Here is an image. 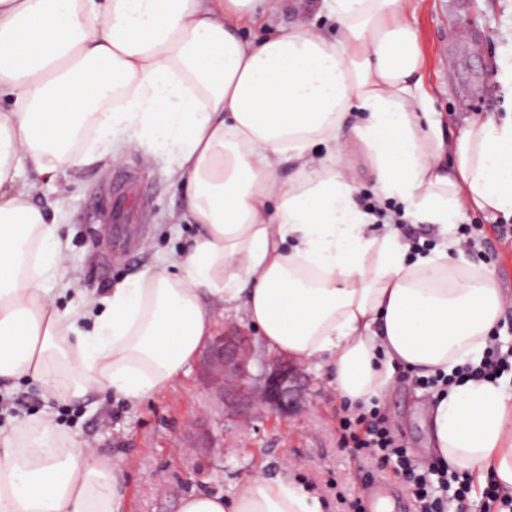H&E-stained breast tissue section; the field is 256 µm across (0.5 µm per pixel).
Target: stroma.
<instances>
[{
	"instance_id": "35a3bbf8",
	"label": "stroma",
	"mask_w": 512,
	"mask_h": 512,
	"mask_svg": "<svg viewBox=\"0 0 512 512\" xmlns=\"http://www.w3.org/2000/svg\"><path fill=\"white\" fill-rule=\"evenodd\" d=\"M413 5L425 81L446 137L459 133L464 118L503 117L495 62L512 56V43L505 38L512 29V0H413ZM302 22L326 33L335 28L327 15L288 5L274 23L247 21L239 32L248 40L261 39L277 27ZM65 180L62 190L43 184L34 202L58 216L62 234L71 241L68 277L74 287L97 292L114 287L156 257L179 253L199 231L165 166L145 168L139 154H125L106 169L97 165L67 173ZM120 198L136 210L137 220L117 238L110 227ZM457 263L492 271L499 288L512 296V237H491L489 245L467 250ZM305 372L308 406L283 417L259 408L246 416L228 409L197 362L170 387L137 402L95 392L60 402L38 382L21 379L11 390L15 410L0 411V426L47 410L100 456L130 461L124 474L126 512H178L180 498L191 493L234 494L257 468L270 477L290 474L321 500L323 512H350L372 480V466L341 446L337 427L347 403L337 395L331 375L310 365ZM394 379L376 405L409 456L429 465L423 398L431 388L402 368Z\"/></svg>"
}]
</instances>
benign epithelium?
<instances>
[{
  "label": "benign epithelium",
  "instance_id": "benign-epithelium-1",
  "mask_svg": "<svg viewBox=\"0 0 512 512\" xmlns=\"http://www.w3.org/2000/svg\"><path fill=\"white\" fill-rule=\"evenodd\" d=\"M251 338L237 327L216 336L203 364L208 381L224 390V400L244 412L255 404L286 416L294 413L303 398L304 366L288 357H276L263 366L259 379L251 371Z\"/></svg>",
  "mask_w": 512,
  "mask_h": 512
}]
</instances>
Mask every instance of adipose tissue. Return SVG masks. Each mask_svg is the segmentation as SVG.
<instances>
[{
	"instance_id": "ef3b65f1",
	"label": "adipose tissue",
	"mask_w": 512,
	"mask_h": 512,
	"mask_svg": "<svg viewBox=\"0 0 512 512\" xmlns=\"http://www.w3.org/2000/svg\"><path fill=\"white\" fill-rule=\"evenodd\" d=\"M409 2L319 0L335 37L297 25L254 42L241 22L273 20L282 0H0V380L142 400L239 312L270 352L329 368L353 405L383 396L399 366L480 364L506 299L457 265L448 228L466 209L512 217V113L445 140ZM126 152L166 164L200 232L106 293L73 289L69 242L33 199ZM358 156L380 198L437 226L434 251L411 261L395 231L370 232ZM26 166L38 178L23 184ZM429 422L449 470L512 495V376L434 395ZM126 468L42 412L0 428V512H125ZM321 508L258 469L178 512Z\"/></svg>"
}]
</instances>
